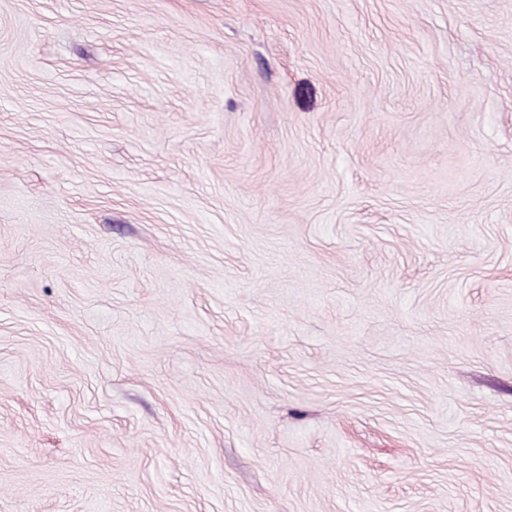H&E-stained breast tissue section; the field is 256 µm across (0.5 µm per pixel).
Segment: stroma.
<instances>
[{
  "label": "stroma",
  "mask_w": 512,
  "mask_h": 512,
  "mask_svg": "<svg viewBox=\"0 0 512 512\" xmlns=\"http://www.w3.org/2000/svg\"><path fill=\"white\" fill-rule=\"evenodd\" d=\"M0 512H512V0H0Z\"/></svg>",
  "instance_id": "obj_1"
}]
</instances>
